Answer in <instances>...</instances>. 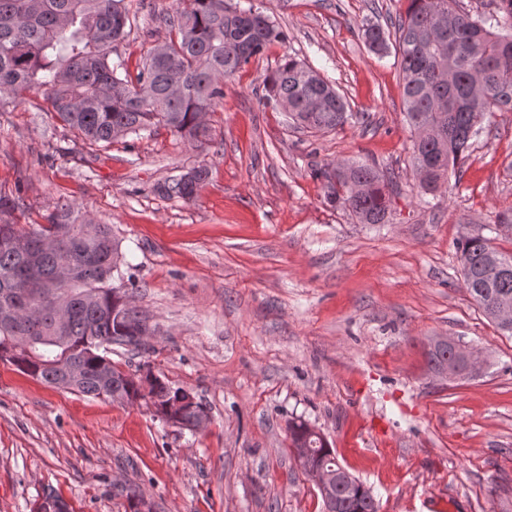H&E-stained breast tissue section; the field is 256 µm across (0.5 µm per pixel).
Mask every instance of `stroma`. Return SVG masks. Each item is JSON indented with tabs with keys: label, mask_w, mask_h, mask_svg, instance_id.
I'll use <instances>...</instances> for the list:
<instances>
[{
	"label": "stroma",
	"mask_w": 512,
	"mask_h": 512,
	"mask_svg": "<svg viewBox=\"0 0 512 512\" xmlns=\"http://www.w3.org/2000/svg\"><path fill=\"white\" fill-rule=\"evenodd\" d=\"M286 34L224 85L193 145L164 127L112 144L65 128L42 92L0 108V193L10 224H41L68 203L111 225L153 335L113 346L189 390L209 421L167 424L145 402L45 385L0 362V512H38L46 492L70 512H323L290 450L287 424L319 429L339 462L371 488L378 512H512V337L463 287L457 241L512 211V112L486 119L436 195L413 172L394 54L362 39L393 32L408 0H238ZM132 29L113 58L137 71L170 36L155 22L175 0H127ZM331 81L343 127H296L266 98L284 55ZM367 162L395 176L391 216L361 224L325 201L313 169ZM204 167L191 203L155 191ZM461 339L480 372L445 379L432 337ZM364 41L369 50L377 55L387 53L389 45L386 39V32L378 23L368 24L363 32Z\"/></svg>",
	"instance_id": "1"
}]
</instances>
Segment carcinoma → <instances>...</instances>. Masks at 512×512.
Returning <instances> with one entry per match:
<instances>
[{
    "instance_id": "1",
    "label": "carcinoma",
    "mask_w": 512,
    "mask_h": 512,
    "mask_svg": "<svg viewBox=\"0 0 512 512\" xmlns=\"http://www.w3.org/2000/svg\"><path fill=\"white\" fill-rule=\"evenodd\" d=\"M227 0H190L187 8L160 16L175 37L158 44L136 75L112 59V45L131 26L125 0H0V102L24 89L42 88L64 126L91 143L164 126L191 142L209 137L204 116L224 97V78L284 32L261 11L248 8L244 24ZM396 54L403 80L405 117L412 133V164L426 194L439 190L469 149L485 119L512 112V0H497L487 17L472 16L457 0H409L395 25ZM364 41L387 53L378 23L364 28ZM267 98L288 100V117L305 129L334 130L347 119V103L333 85L294 56L284 57L264 83ZM327 201L341 204L362 224H386L391 178L367 163L326 166ZM207 176L181 174L156 186L158 194L193 201ZM457 251L463 286L486 318L512 336V321L498 320L503 302L512 305V253L499 251L482 234L460 239ZM68 261L63 293L69 309L58 328L53 309L37 313L40 290L50 287L62 259ZM124 263L121 243L109 224L63 204L30 228L0 224V361L50 386L94 398L137 401L138 388L107 357L113 345H144L153 332L132 296L113 294L112 278ZM179 389L155 378V412ZM206 413L197 401L182 408L178 425L192 428ZM304 472L336 471L340 463L327 440L315 442L301 464ZM334 491L340 512H378L373 493L360 480Z\"/></svg>"
}]
</instances>
